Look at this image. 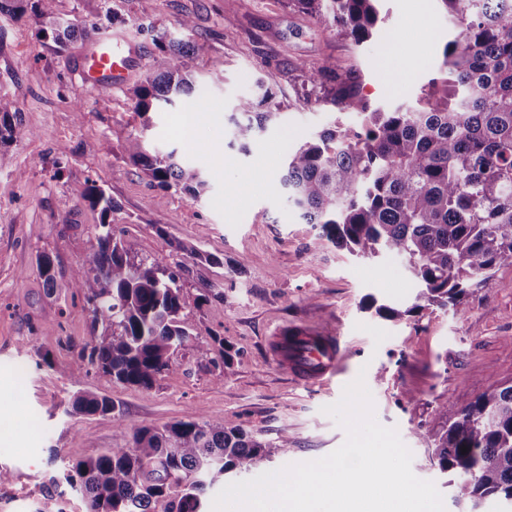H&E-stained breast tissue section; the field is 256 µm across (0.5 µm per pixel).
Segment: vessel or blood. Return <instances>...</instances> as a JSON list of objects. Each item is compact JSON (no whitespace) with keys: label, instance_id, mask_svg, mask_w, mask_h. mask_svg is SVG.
Wrapping results in <instances>:
<instances>
[{"label":"vessel or blood","instance_id":"1","mask_svg":"<svg viewBox=\"0 0 512 512\" xmlns=\"http://www.w3.org/2000/svg\"><path fill=\"white\" fill-rule=\"evenodd\" d=\"M136 59L135 49L124 50L111 40H96L84 60V69L93 85H122L130 76ZM267 346L275 363L307 385L331 382L339 373L346 349L340 336L310 326L290 325L268 337Z\"/></svg>","mask_w":512,"mask_h":512}]
</instances>
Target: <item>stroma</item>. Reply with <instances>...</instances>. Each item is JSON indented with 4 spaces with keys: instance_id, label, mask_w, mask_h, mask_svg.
I'll use <instances>...</instances> for the list:
<instances>
[{
    "instance_id": "obj_1",
    "label": "stroma",
    "mask_w": 512,
    "mask_h": 512,
    "mask_svg": "<svg viewBox=\"0 0 512 512\" xmlns=\"http://www.w3.org/2000/svg\"><path fill=\"white\" fill-rule=\"evenodd\" d=\"M54 10L97 25L122 47H139L138 81L157 52L153 29L176 31L177 20L191 16L198 49L187 64L197 82L190 94L156 103L145 120L128 86L106 90L86 80L91 41L61 49L34 23L0 27V94L15 98L17 120L33 131L5 147L0 163V420L12 422L10 432H0V470L10 474L0 484V512H86L62 477L65 465L127 444L134 429L180 419L221 418L272 444L269 455L236 473L239 481L323 458L345 440L323 409L360 375L376 420L397 428L411 451L413 473L435 483L445 512H461L434 439L464 401L512 384V267L475 289L465 315L430 307L406 320L383 319L367 309L368 298L415 301L418 283L406 259L366 262L336 248L289 208L281 185L288 151L335 118L331 107L304 104L319 93L306 66L327 58L356 63L372 106L415 104L439 77L443 46L456 34L440 0H383L381 32L358 47L285 0H151L146 12L139 0H55ZM259 79L273 90L281 119L244 152L228 115ZM195 110L203 118L190 137L180 125ZM135 135L200 169L207 193L196 199L150 184L125 153ZM93 182L111 197L115 229L139 258L183 266L184 312L196 339L148 389L95 372L78 385L69 377L82 338L93 333L83 294L67 287L97 243L99 214L84 199ZM63 212L65 224L57 221ZM180 241L217 255L218 263L176 254ZM42 254L54 261L57 288L38 272ZM208 284L223 298L201 300ZM303 324L339 334L347 346L330 386L295 381L265 350L278 327ZM215 337L234 355L222 373L197 347ZM80 388L111 398L113 416L67 413ZM284 435L291 444L278 447Z\"/></svg>"
}]
</instances>
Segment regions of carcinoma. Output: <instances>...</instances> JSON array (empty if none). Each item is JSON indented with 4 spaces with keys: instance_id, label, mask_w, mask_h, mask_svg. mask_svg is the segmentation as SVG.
<instances>
[{
    "instance_id": "obj_1",
    "label": "carcinoma",
    "mask_w": 512,
    "mask_h": 512,
    "mask_svg": "<svg viewBox=\"0 0 512 512\" xmlns=\"http://www.w3.org/2000/svg\"><path fill=\"white\" fill-rule=\"evenodd\" d=\"M286 2L357 43L378 31L379 0ZM442 2L458 34L443 47L441 87L418 106L381 112L361 95L353 68L325 61L310 74L323 101L362 121L357 127L336 123L295 147L281 177L288 203L337 247L360 259L406 258L418 293L404 309L380 305L389 320L424 305H450L463 315L469 289L512 266V0ZM53 3L0 0V15L11 21L31 15L60 47L79 33L97 36V26L60 17ZM156 47L152 74L129 89L142 115L194 89L185 63L193 42L164 31ZM15 111V99L0 94V145L32 134L11 121ZM279 118L270 88L241 99L229 115L234 141L248 149ZM126 152L155 186L195 198L207 190L203 173L180 164L173 150H151L135 136ZM85 200L99 211L101 233L68 287L86 297L93 323L103 330L83 338L70 377L78 385L95 369L112 382L149 388L169 369L174 352L196 339L183 313L180 264L136 260L134 242L113 230L110 197L93 183ZM176 252L220 263L191 243L178 244ZM38 269L47 286L56 287L50 256L39 257ZM113 410L110 399L89 390L71 402V412L80 415ZM268 447L222 418L178 420L134 430L127 445L69 466L66 481L79 485L88 512H205L207 489L262 459ZM434 455L468 512H478L490 497L512 503V384L465 402L442 427Z\"/></svg>"
}]
</instances>
